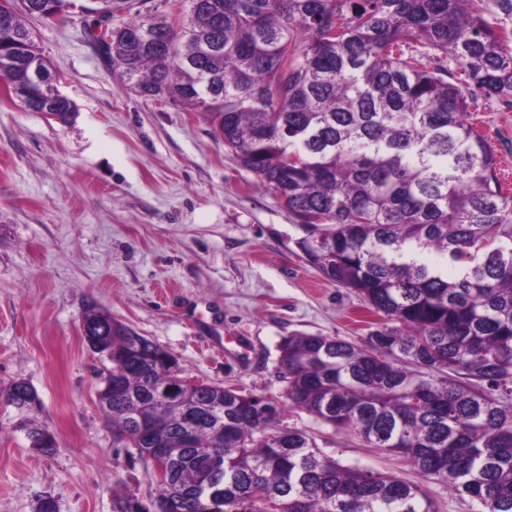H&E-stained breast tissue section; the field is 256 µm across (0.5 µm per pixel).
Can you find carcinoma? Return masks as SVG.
<instances>
[{
  "mask_svg": "<svg viewBox=\"0 0 512 512\" xmlns=\"http://www.w3.org/2000/svg\"><path fill=\"white\" fill-rule=\"evenodd\" d=\"M185 18L137 13L132 0H88L83 15L124 90L204 113L216 139L295 217L296 241L322 277L355 291L390 325L363 347L303 334L280 344L288 409L373 448L398 453L428 479L512 512V193L493 146L469 121L477 96L512 107V38L470 0H186ZM0 11V80L31 111L66 124L75 103L54 83L23 16L69 13L74 0H11ZM121 23L114 37L102 18ZM165 48L143 52L134 35ZM460 69L455 76L450 64ZM453 274H448V270ZM111 366L98 404L144 462L176 452L145 512H437L419 485L345 466L303 430L280 427L277 400L221 384L190 387L160 345L92 305ZM181 400L154 399L165 385ZM28 438L57 450L34 388Z\"/></svg>",
  "mask_w": 512,
  "mask_h": 512,
  "instance_id": "carcinoma-1",
  "label": "carcinoma"
}]
</instances>
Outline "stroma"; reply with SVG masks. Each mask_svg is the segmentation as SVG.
Returning <instances> with one entry per match:
<instances>
[{
	"mask_svg": "<svg viewBox=\"0 0 512 512\" xmlns=\"http://www.w3.org/2000/svg\"><path fill=\"white\" fill-rule=\"evenodd\" d=\"M77 110L61 124L0 90V392L24 381L56 453L30 447L0 402V512H112L113 496L150 502V468L119 442L97 403L104 362L86 344L89 303L161 345L185 377L281 398L279 345L297 334L365 344L383 320L298 249L302 232L273 193L214 139L207 117L122 90L85 17L27 22ZM473 118L512 176V108L478 98ZM306 431L341 464L421 485L438 512L474 504L400 455Z\"/></svg>",
	"mask_w": 512,
	"mask_h": 512,
	"instance_id": "1",
	"label": "stroma"
}]
</instances>
